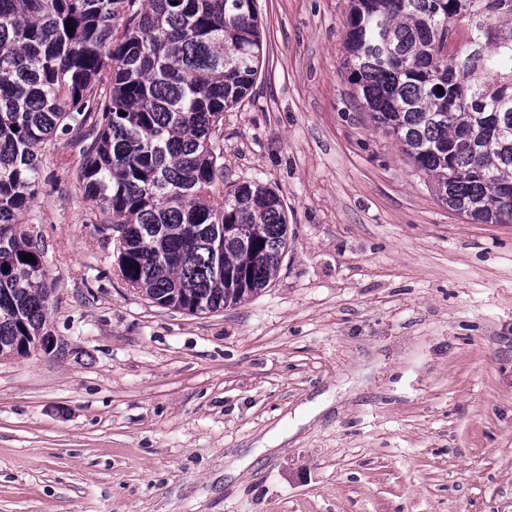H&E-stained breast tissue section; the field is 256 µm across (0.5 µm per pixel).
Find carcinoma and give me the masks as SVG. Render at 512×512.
<instances>
[{
    "instance_id": "1",
    "label": "carcinoma",
    "mask_w": 512,
    "mask_h": 512,
    "mask_svg": "<svg viewBox=\"0 0 512 512\" xmlns=\"http://www.w3.org/2000/svg\"><path fill=\"white\" fill-rule=\"evenodd\" d=\"M350 2L348 80L374 126L448 209L511 224L512 0ZM262 56L257 0H0L1 353L27 355L48 315L45 249L18 217L59 133L91 140L76 179L99 231L125 227L127 285L194 315L268 286L286 210L259 181L224 186L221 138Z\"/></svg>"
}]
</instances>
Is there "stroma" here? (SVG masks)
I'll return each instance as SVG.
<instances>
[{
    "label": "stroma",
    "instance_id": "stroma-1",
    "mask_svg": "<svg viewBox=\"0 0 512 512\" xmlns=\"http://www.w3.org/2000/svg\"><path fill=\"white\" fill-rule=\"evenodd\" d=\"M224 182L288 212L262 292L191 315L130 288L42 148L23 229L48 348L0 359V512H512V224L448 210L356 102L349 0H258Z\"/></svg>",
    "mask_w": 512,
    "mask_h": 512
}]
</instances>
